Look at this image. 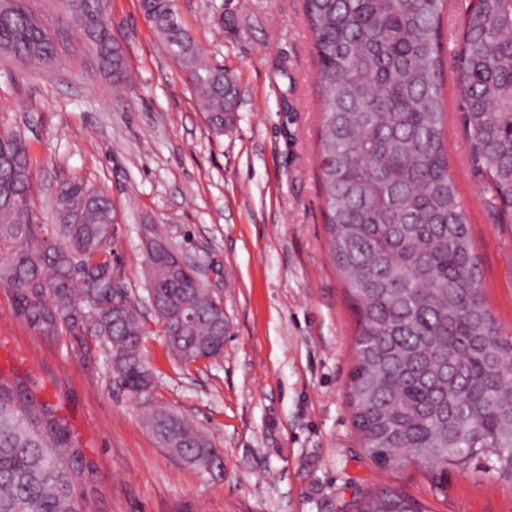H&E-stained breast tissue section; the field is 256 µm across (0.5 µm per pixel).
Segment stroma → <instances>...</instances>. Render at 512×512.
Segmentation results:
<instances>
[{
    "mask_svg": "<svg viewBox=\"0 0 512 512\" xmlns=\"http://www.w3.org/2000/svg\"><path fill=\"white\" fill-rule=\"evenodd\" d=\"M464 0H445L443 67L453 83ZM206 61L230 73L237 107L213 133L180 61L138 0H109L131 75L114 88L88 55L32 70L0 61V130L25 136L33 219L54 221L61 176L112 202V249L149 330L154 406L183 413L224 453L219 475L163 448L138 399L113 385L96 342L38 335L0 288V379L30 384L64 420L86 465L91 512H350L392 487L428 512H512V482L483 453L443 489L412 463L377 465L347 398L356 320L332 266L317 166L321 97L303 0H177ZM448 171L463 202L488 309L512 334V229L493 223L449 98ZM224 302L230 334L215 361L181 367L147 302L145 225Z\"/></svg>",
    "mask_w": 512,
    "mask_h": 512,
    "instance_id": "obj_1",
    "label": "stroma"
}]
</instances>
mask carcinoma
<instances>
[{
    "mask_svg": "<svg viewBox=\"0 0 512 512\" xmlns=\"http://www.w3.org/2000/svg\"><path fill=\"white\" fill-rule=\"evenodd\" d=\"M108 0H62L80 45L114 85L129 82ZM318 62L319 166L329 255L357 318L349 385L362 447L379 465L406 462L441 476L487 451L512 476V338L487 308L466 211L448 173L443 0H303ZM141 11L189 72L207 123L224 131L236 102L224 69L179 22L173 0ZM58 43L27 0H0V55L33 69L59 64ZM456 94L469 160L487 176L488 208L512 221V0L468 12ZM29 147L0 131V288L38 334L91 336L114 385L150 400V335L112 259V204L63 179L55 224L38 237ZM147 293L167 351L184 367L224 354V305L181 265L154 224ZM164 447L206 474L224 470L210 438L185 416L147 420ZM48 409L0 380V512H81L79 452ZM353 512H426L396 489L359 498Z\"/></svg>",
    "mask_w": 512,
    "mask_h": 512,
    "instance_id": "1",
    "label": "carcinoma"
}]
</instances>
